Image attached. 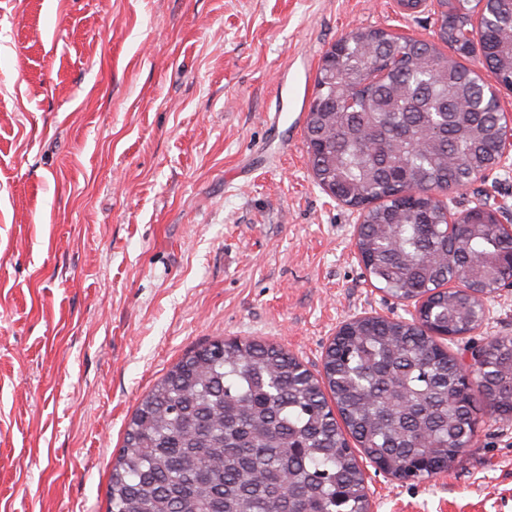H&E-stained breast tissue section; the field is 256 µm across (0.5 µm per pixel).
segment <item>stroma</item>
I'll list each match as a JSON object with an SVG mask.
<instances>
[{"label":"stroma","mask_w":512,"mask_h":512,"mask_svg":"<svg viewBox=\"0 0 512 512\" xmlns=\"http://www.w3.org/2000/svg\"><path fill=\"white\" fill-rule=\"evenodd\" d=\"M437 0H0V512H107L154 383L224 338L310 371L338 326L409 317L370 279L357 209L314 180L305 90L345 33L429 41ZM512 216V152L447 196ZM512 336V288L454 353ZM372 512H512V422Z\"/></svg>","instance_id":"obj_1"}]
</instances>
